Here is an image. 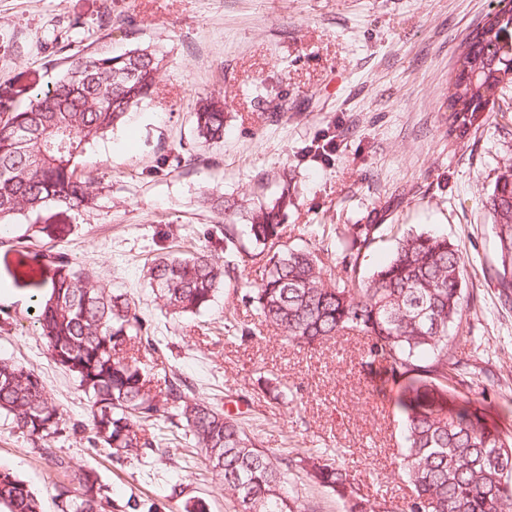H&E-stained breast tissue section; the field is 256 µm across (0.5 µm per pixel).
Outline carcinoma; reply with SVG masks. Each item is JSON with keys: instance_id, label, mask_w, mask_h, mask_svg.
Masks as SVG:
<instances>
[{"instance_id": "1", "label": "carcinoma", "mask_w": 512, "mask_h": 512, "mask_svg": "<svg viewBox=\"0 0 512 512\" xmlns=\"http://www.w3.org/2000/svg\"><path fill=\"white\" fill-rule=\"evenodd\" d=\"M160 60L148 47L70 62L52 86L29 102L0 101V227L50 203L94 205L93 181L81 171L87 150L131 110L152 98ZM512 84V0H500L471 32L448 80V111L460 125L488 112L497 89ZM201 161L224 139V100L201 97L190 113ZM288 183L278 196L248 211L247 237L238 225L221 229L224 263L210 255L169 252L149 267L151 288L167 310L197 315L227 286L260 280L241 300L260 321L288 342L312 347L344 333L368 339L363 363L382 366L388 380L406 381L402 469L413 491L402 512H512V436L485 410L461 399L466 367L448 354L451 330L464 310L463 258L458 245L429 232L402 237L391 259L366 280L356 276L361 250L380 232L378 224H351V245L334 261L324 241L302 249L281 244ZM484 208L497 238L499 275L512 286V163L501 168ZM66 227L35 226L32 259L53 265L49 292L36 294L35 322L51 357L76 377L88 402L98 443L124 458L159 454L172 429L186 444L204 449L206 467L224 477V489L243 512H308L288 497L285 474L298 465L313 483L344 500L347 512H376L357 495L341 457L309 448L288 459L262 447L224 411L194 397L192 385L168 368L167 356L149 336L136 302L67 258L51 243ZM151 356L164 374L151 378L142 358ZM0 414L33 442L45 441L61 414L35 370L0 362ZM504 463H499V459ZM82 492L61 486L63 512H108L112 498L92 470L82 473ZM0 512H44L41 499L17 475L0 469Z\"/></svg>"}]
</instances>
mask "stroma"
Masks as SVG:
<instances>
[{
    "label": "stroma",
    "instance_id": "1",
    "mask_svg": "<svg viewBox=\"0 0 512 512\" xmlns=\"http://www.w3.org/2000/svg\"><path fill=\"white\" fill-rule=\"evenodd\" d=\"M493 0H0V93L28 102L86 54L148 46L161 58L156 92L81 161L96 188L93 208L49 204L15 218L0 237V360L33 367L63 424L33 443L0 419V466L60 512L58 486L79 492L97 472L114 503L136 499L160 512H236L221 476L193 466L186 447L138 463L95 443L87 401L48 354L30 310L49 270L16 247L33 224L68 226L55 249L139 303L169 363L196 398L223 407L264 447L342 454L360 496L400 512L411 494L396 401L362 364L365 340L288 345L261 326L233 289L192 317L167 314L147 275L171 250L223 261L211 231L244 223L252 200H272L288 180L283 242L316 236L341 246L352 224L384 230L360 257L369 277L408 231L448 237L464 257V315L448 349L471 374L462 394L490 415L512 410V301L498 276L494 231L482 201L512 160V87L493 111L459 127L446 108L448 78L466 36ZM224 99V140L205 163L190 113L198 97ZM231 202L210 208L204 194ZM235 316L254 336L224 333ZM65 457L68 469L53 457ZM179 493L168 497V485ZM286 489L309 512H343L299 467Z\"/></svg>",
    "mask_w": 512,
    "mask_h": 512
}]
</instances>
